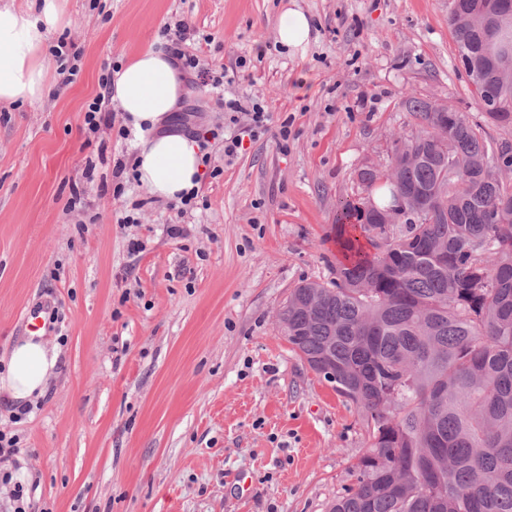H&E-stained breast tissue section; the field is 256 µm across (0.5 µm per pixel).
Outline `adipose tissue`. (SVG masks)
Instances as JSON below:
<instances>
[{
	"instance_id": "obj_1",
	"label": "adipose tissue",
	"mask_w": 512,
	"mask_h": 512,
	"mask_svg": "<svg viewBox=\"0 0 512 512\" xmlns=\"http://www.w3.org/2000/svg\"><path fill=\"white\" fill-rule=\"evenodd\" d=\"M66 0H36L17 7L0 0V104H39L47 92L43 47L66 23ZM278 40L289 54L310 48L312 23L295 0L278 22ZM113 102L136 138L133 168L138 183L154 197L176 200L200 180L197 142L175 125L172 115L183 81L169 52L147 47L120 65L112 79ZM58 362L56 350L35 338L17 343L0 374V398L22 404L41 396Z\"/></svg>"
}]
</instances>
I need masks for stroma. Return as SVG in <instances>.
I'll use <instances>...</instances> for the list:
<instances>
[{"label":"stroma","mask_w":512,"mask_h":512,"mask_svg":"<svg viewBox=\"0 0 512 512\" xmlns=\"http://www.w3.org/2000/svg\"><path fill=\"white\" fill-rule=\"evenodd\" d=\"M296 1L313 23L302 57L277 42L289 0H68L48 46L80 52L77 80L60 86L47 56L43 103L0 106V367L27 336L25 307L48 301L62 318L42 326L57 367L16 425L26 512H328L352 484L358 409L292 350L277 314L300 281L330 279L359 170L418 128L407 95L482 110L452 0ZM183 18L210 67L246 59L230 92L289 121L290 137L231 159L211 140L219 173H203L201 207L181 216L132 178L124 115L94 135L83 115L105 69ZM175 122L220 133L228 119L211 86L189 82ZM76 190L86 204L66 212ZM135 203L138 225L118 224ZM135 236L146 248L133 255Z\"/></svg>","instance_id":"1"}]
</instances>
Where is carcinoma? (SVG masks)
I'll use <instances>...</instances> for the list:
<instances>
[{"instance_id":"1","label":"carcinoma","mask_w":512,"mask_h":512,"mask_svg":"<svg viewBox=\"0 0 512 512\" xmlns=\"http://www.w3.org/2000/svg\"><path fill=\"white\" fill-rule=\"evenodd\" d=\"M481 0H452L457 50L481 67L485 118L512 126V13L487 29ZM505 58L506 67L487 63ZM422 122L393 139L384 168L358 173L372 213L336 214L343 261L327 282L291 289L278 325L292 350L360 410L368 442L354 482L329 512H512V180L465 112L441 116L414 96ZM421 215L377 219L397 201Z\"/></svg>"}]
</instances>
